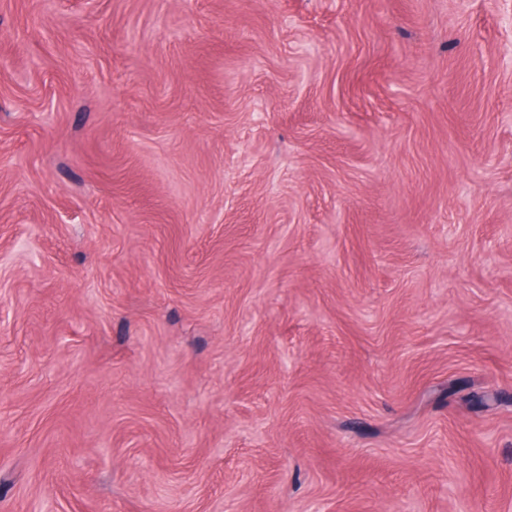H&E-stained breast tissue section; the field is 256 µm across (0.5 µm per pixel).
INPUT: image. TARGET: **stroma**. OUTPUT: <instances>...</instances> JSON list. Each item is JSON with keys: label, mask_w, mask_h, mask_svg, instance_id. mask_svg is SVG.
Segmentation results:
<instances>
[{"label": "stroma", "mask_w": 512, "mask_h": 512, "mask_svg": "<svg viewBox=\"0 0 512 512\" xmlns=\"http://www.w3.org/2000/svg\"><path fill=\"white\" fill-rule=\"evenodd\" d=\"M0 512H512V0H0Z\"/></svg>", "instance_id": "obj_1"}]
</instances>
